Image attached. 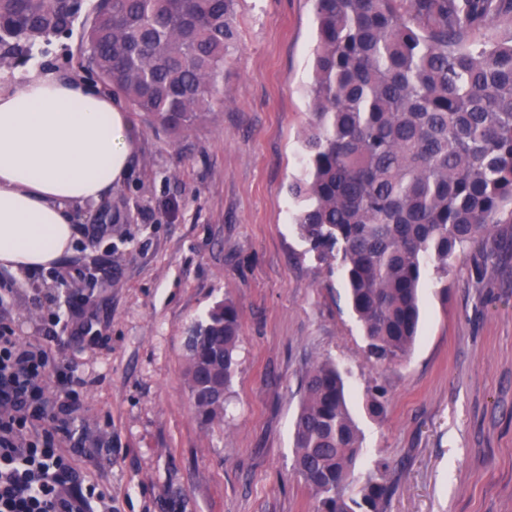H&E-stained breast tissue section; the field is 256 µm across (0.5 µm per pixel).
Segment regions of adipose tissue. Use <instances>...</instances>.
Instances as JSON below:
<instances>
[{
	"label": "adipose tissue",
	"instance_id": "1",
	"mask_svg": "<svg viewBox=\"0 0 512 512\" xmlns=\"http://www.w3.org/2000/svg\"><path fill=\"white\" fill-rule=\"evenodd\" d=\"M138 139L91 84L33 75L0 88V267L47 270L71 250L75 207L127 177Z\"/></svg>",
	"mask_w": 512,
	"mask_h": 512
}]
</instances>
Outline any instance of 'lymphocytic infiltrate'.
Masks as SVG:
<instances>
[{
	"mask_svg": "<svg viewBox=\"0 0 512 512\" xmlns=\"http://www.w3.org/2000/svg\"><path fill=\"white\" fill-rule=\"evenodd\" d=\"M49 368L12 328L0 324V512H94L106 495L82 486L61 445L80 401L72 375L61 374L65 400L47 415L41 382Z\"/></svg>",
	"mask_w": 512,
	"mask_h": 512,
	"instance_id": "obj_1",
	"label": "lymphocytic infiltrate"
}]
</instances>
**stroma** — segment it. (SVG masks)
I'll return each mask as SVG.
<instances>
[{
  "label": "stroma",
  "instance_id": "stroma-1",
  "mask_svg": "<svg viewBox=\"0 0 512 512\" xmlns=\"http://www.w3.org/2000/svg\"><path fill=\"white\" fill-rule=\"evenodd\" d=\"M224 101L172 137L133 113L131 171L79 209L70 252L23 277L0 268V323L82 380L62 448L112 512H312L291 437L305 371H342L364 441L362 472L391 488L386 512H512V250L480 248L447 274L427 267L410 359L380 370L340 269L309 253L290 187L316 46L312 0H239ZM79 36L33 71L81 81ZM241 322L221 421L202 426L186 380V338L215 303ZM385 413L369 418L373 387Z\"/></svg>",
  "mask_w": 512,
  "mask_h": 512
}]
</instances>
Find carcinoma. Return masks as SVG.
I'll use <instances>...</instances> for the list:
<instances>
[{
    "instance_id": "obj_1",
    "label": "carcinoma",
    "mask_w": 512,
    "mask_h": 512,
    "mask_svg": "<svg viewBox=\"0 0 512 512\" xmlns=\"http://www.w3.org/2000/svg\"><path fill=\"white\" fill-rule=\"evenodd\" d=\"M237 0H0V64L26 61L82 24L89 75L169 133L201 123L224 98ZM317 45L307 165L295 215L317 258L339 263L367 340L387 369L411 354L418 288L448 271L512 213V36L472 35L512 0H313ZM241 325L217 303L187 342L195 417L221 418ZM385 408L375 388L366 406ZM294 468L313 512H385L389 486L359 479L361 431L336 364L306 373L292 425Z\"/></svg>"
}]
</instances>
